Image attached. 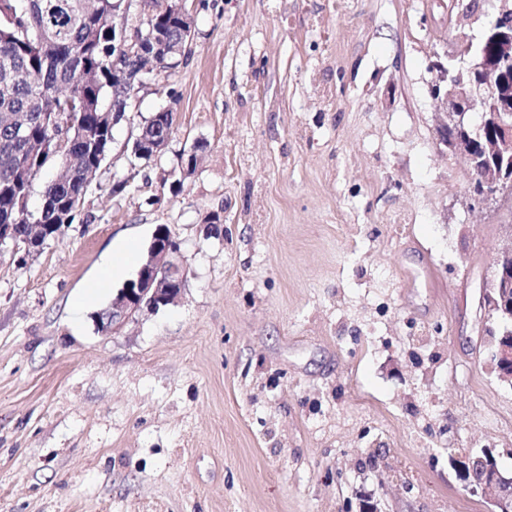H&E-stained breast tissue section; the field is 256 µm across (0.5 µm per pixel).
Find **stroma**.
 Here are the masks:
<instances>
[{"label": "stroma", "mask_w": 512, "mask_h": 512, "mask_svg": "<svg viewBox=\"0 0 512 512\" xmlns=\"http://www.w3.org/2000/svg\"><path fill=\"white\" fill-rule=\"evenodd\" d=\"M460 3L185 0L189 52L131 99L73 223L0 258V512H493L450 463L488 448L512 476L479 307L512 194L469 207L429 94L492 18ZM163 108L165 148L131 157ZM161 224L182 295L98 331L123 283L86 286Z\"/></svg>", "instance_id": "1"}]
</instances>
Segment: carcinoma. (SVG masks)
<instances>
[{"mask_svg":"<svg viewBox=\"0 0 512 512\" xmlns=\"http://www.w3.org/2000/svg\"><path fill=\"white\" fill-rule=\"evenodd\" d=\"M76 0H0V119L22 116L26 119L15 135L0 127V224H13L18 233H30V218L17 214L19 199L28 195L47 164L43 143L52 133L51 123L64 133L71 153L68 171L45 183L42 202L33 219L48 227L49 236L58 225L70 224L76 216L73 201L87 193L85 170L95 162L96 150L104 145L109 152L112 128L100 125L112 103L124 102L125 88L112 74V0H91L83 14L69 6ZM154 37L145 53L160 68L171 67L175 53L171 48L186 47L188 23L175 11L156 15L152 20ZM52 33L43 45L29 42L42 31ZM94 75L81 87L80 95L61 96L43 105L36 98L38 86H53L64 92L78 86L83 73ZM173 111L154 113L144 125L137 149L148 150L170 134Z\"/></svg>","mask_w":512,"mask_h":512,"instance_id":"carcinoma-1","label":"carcinoma"}]
</instances>
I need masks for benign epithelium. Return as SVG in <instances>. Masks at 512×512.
I'll return each mask as SVG.
<instances>
[{
    "mask_svg": "<svg viewBox=\"0 0 512 512\" xmlns=\"http://www.w3.org/2000/svg\"><path fill=\"white\" fill-rule=\"evenodd\" d=\"M500 2L498 15L489 24L486 45L479 51L466 43L447 60L437 61L430 93L435 102L436 133L440 144L460 155L473 180L470 201L485 204L507 189L512 190V0ZM112 25L118 52L112 73L127 88L131 98L144 87L150 74L132 72L122 65L125 58L143 54L146 40L153 38L151 0H115ZM42 249L34 240L19 235L12 224L0 225V256L23 253L32 256ZM180 243L160 225L152 235L146 257L134 279L119 289L111 306L97 316L98 330L122 326L144 311H156L175 302L185 288L186 274L180 262ZM484 309L483 332L487 336L489 365L504 380L512 382V248L501 251L480 297ZM481 476H473L475 464ZM459 481L472 495L495 492L496 512H512V477L503 476L496 460L487 453L451 457Z\"/></svg>",
    "mask_w": 512,
    "mask_h": 512,
    "instance_id": "1",
    "label": "benign epithelium"
}]
</instances>
